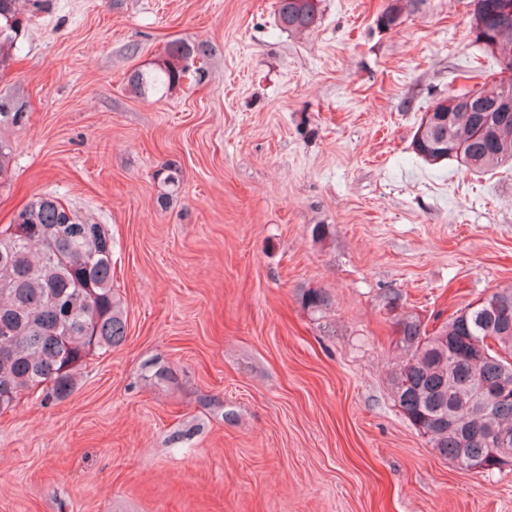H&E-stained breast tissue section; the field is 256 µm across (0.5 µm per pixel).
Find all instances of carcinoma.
Segmentation results:
<instances>
[{
	"instance_id": "1",
	"label": "carcinoma",
	"mask_w": 512,
	"mask_h": 512,
	"mask_svg": "<svg viewBox=\"0 0 512 512\" xmlns=\"http://www.w3.org/2000/svg\"><path fill=\"white\" fill-rule=\"evenodd\" d=\"M17 0H0V63L16 46L23 21ZM423 0H388L377 17L396 27ZM473 30L480 51L494 57L509 46L512 57V0H471ZM318 20L315 0H277V26L301 32ZM207 48L174 46L160 71L137 74L133 82L174 83L200 71L195 58ZM503 93L493 83L482 89L478 110L439 111L419 124L412 153L429 165L455 160L474 172L512 165V112L492 106ZM22 231L0 230V410L38 388L59 398L75 387L80 366L99 349L124 340L126 322L112 288V236L105 225L67 216L61 198L44 193L18 211ZM305 305L321 310L329 297L303 294ZM512 311V288L478 299L441 326L428 330L417 314L395 322L397 346L405 359L390 375V391L405 418L438 453L464 470L492 472L512 467V325L499 314ZM453 424H448V419Z\"/></svg>"
}]
</instances>
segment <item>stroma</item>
<instances>
[{"label":"stroma","mask_w":512,"mask_h":512,"mask_svg":"<svg viewBox=\"0 0 512 512\" xmlns=\"http://www.w3.org/2000/svg\"><path fill=\"white\" fill-rule=\"evenodd\" d=\"M385 3L287 32L275 0H20L0 227L44 193L106 225L126 337L0 414V512H512V469L440 456L389 386L396 316L512 287V168L410 149L496 67L469 0ZM172 43L201 78L139 92ZM423 0H388L377 17L378 25L384 29L399 26L408 13L414 11Z\"/></svg>","instance_id":"35a3bbf8"}]
</instances>
